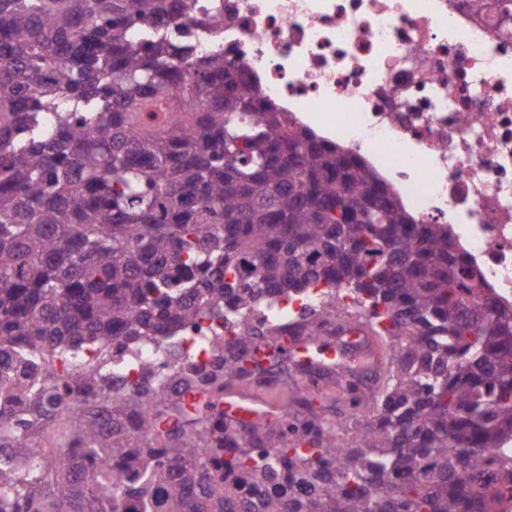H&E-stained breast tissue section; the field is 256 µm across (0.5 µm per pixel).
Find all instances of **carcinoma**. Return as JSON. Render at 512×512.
Returning a JSON list of instances; mask_svg holds the SVG:
<instances>
[{
	"instance_id": "carcinoma-1",
	"label": "carcinoma",
	"mask_w": 512,
	"mask_h": 512,
	"mask_svg": "<svg viewBox=\"0 0 512 512\" xmlns=\"http://www.w3.org/2000/svg\"><path fill=\"white\" fill-rule=\"evenodd\" d=\"M188 0H0V512H499L512 498V307L446 224L169 30ZM317 294L319 313L248 314ZM348 298L389 352L349 426H241L264 341ZM210 323L205 359L182 328ZM175 358L173 386L136 350ZM137 377L112 389V368ZM51 434L53 448L35 439Z\"/></svg>"
}]
</instances>
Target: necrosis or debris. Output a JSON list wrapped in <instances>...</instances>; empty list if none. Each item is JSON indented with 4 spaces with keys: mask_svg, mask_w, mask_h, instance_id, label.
Returning a JSON list of instances; mask_svg holds the SVG:
<instances>
[{
    "mask_svg": "<svg viewBox=\"0 0 512 512\" xmlns=\"http://www.w3.org/2000/svg\"><path fill=\"white\" fill-rule=\"evenodd\" d=\"M197 2L263 96L447 225L512 306V0Z\"/></svg>",
    "mask_w": 512,
    "mask_h": 512,
    "instance_id": "4bbe7bcc",
    "label": "necrosis or debris"
}]
</instances>
